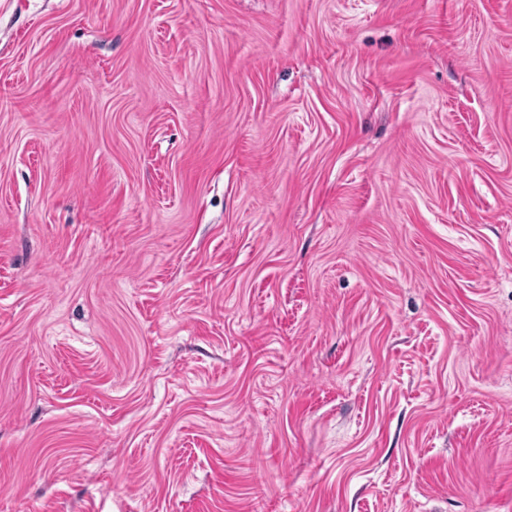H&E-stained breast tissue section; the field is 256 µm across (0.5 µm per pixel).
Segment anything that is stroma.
<instances>
[{
    "label": "stroma",
    "mask_w": 512,
    "mask_h": 512,
    "mask_svg": "<svg viewBox=\"0 0 512 512\" xmlns=\"http://www.w3.org/2000/svg\"><path fill=\"white\" fill-rule=\"evenodd\" d=\"M0 512H512V0H0Z\"/></svg>",
    "instance_id": "35a3bbf8"
}]
</instances>
